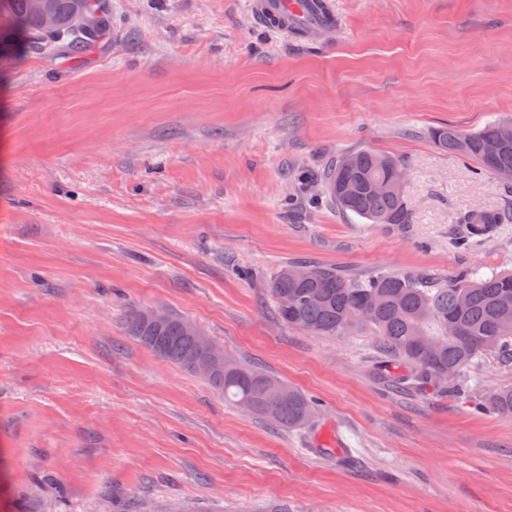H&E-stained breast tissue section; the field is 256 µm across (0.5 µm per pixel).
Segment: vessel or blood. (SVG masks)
<instances>
[{"mask_svg":"<svg viewBox=\"0 0 512 512\" xmlns=\"http://www.w3.org/2000/svg\"><path fill=\"white\" fill-rule=\"evenodd\" d=\"M250 15L258 23L277 24L280 32L301 35L312 41L325 25L335 23L336 17L320 11L314 0H251Z\"/></svg>","mask_w":512,"mask_h":512,"instance_id":"1","label":"vessel or blood"}]
</instances>
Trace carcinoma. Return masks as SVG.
Returning <instances> with one entry per match:
<instances>
[{
    "label": "carcinoma",
    "instance_id": "carcinoma-1",
    "mask_svg": "<svg viewBox=\"0 0 512 512\" xmlns=\"http://www.w3.org/2000/svg\"><path fill=\"white\" fill-rule=\"evenodd\" d=\"M78 6L101 11L100 26L83 35L69 26ZM58 18L53 31L43 29L29 9V0H0V54L40 51L54 43L71 56L90 52L107 34L110 22L105 0H50ZM433 142L451 154L476 161L494 174L512 169V121L494 122L464 134L452 128L431 133ZM401 164L392 157L361 151L346 154L325 169L319 182L329 201L373 224H409L404 191L391 186L393 169ZM499 211L471 210L458 218L466 225L467 239L490 235L503 223ZM269 293L281 320L314 335H334L347 328L372 327L380 339L386 363L404 369L398 381L406 385L440 382L454 388L467 366L483 357L512 349V273L481 275L463 272L448 280H420L377 272L353 280L333 267L288 263L269 283ZM146 309L129 311L125 327L152 352L195 374L207 355L199 351L188 319L171 314L155 325ZM208 384L235 406L290 430L306 425L317 404L278 376L226 354L205 376ZM489 407L512 417V388L504 387L489 398Z\"/></svg>",
    "mask_w": 512,
    "mask_h": 512
}]
</instances>
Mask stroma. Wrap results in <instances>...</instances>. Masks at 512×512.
I'll return each mask as SVG.
<instances>
[{
  "instance_id": "obj_1",
  "label": "stroma",
  "mask_w": 512,
  "mask_h": 512,
  "mask_svg": "<svg viewBox=\"0 0 512 512\" xmlns=\"http://www.w3.org/2000/svg\"><path fill=\"white\" fill-rule=\"evenodd\" d=\"M306 44L249 0H110L90 53L0 57V512H512V418L398 384L376 331L284 324L267 284L302 262L351 278L512 271V220L469 247L461 213L512 181L430 132L512 120V0H329ZM398 160L412 221L336 209V157ZM186 317L317 400L285 430L225 404L124 329ZM344 436L349 446L336 445Z\"/></svg>"
}]
</instances>
